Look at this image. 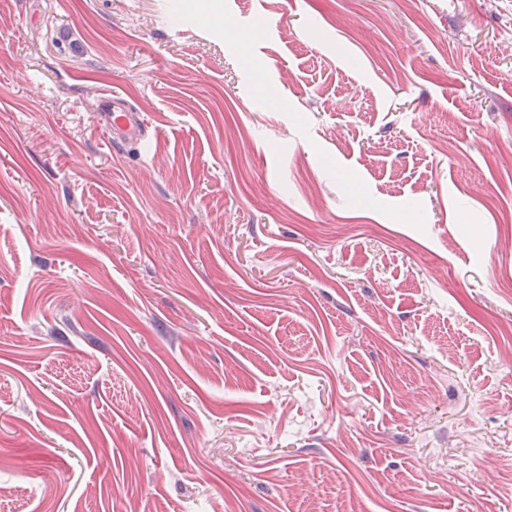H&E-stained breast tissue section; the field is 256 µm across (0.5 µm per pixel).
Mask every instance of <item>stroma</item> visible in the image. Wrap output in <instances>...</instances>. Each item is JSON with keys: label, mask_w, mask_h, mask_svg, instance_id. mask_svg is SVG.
Listing matches in <instances>:
<instances>
[{"label": "stroma", "mask_w": 512, "mask_h": 512, "mask_svg": "<svg viewBox=\"0 0 512 512\" xmlns=\"http://www.w3.org/2000/svg\"><path fill=\"white\" fill-rule=\"evenodd\" d=\"M509 323L512 0H0V512H512ZM110 139L119 145L145 141V123L139 112L133 111L124 97L112 94L102 124Z\"/></svg>", "instance_id": "obj_1"}]
</instances>
